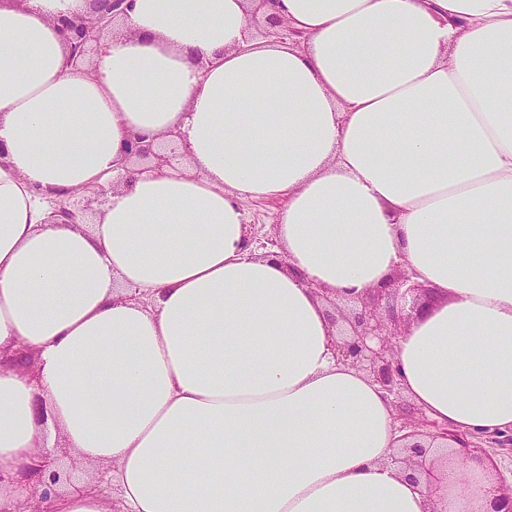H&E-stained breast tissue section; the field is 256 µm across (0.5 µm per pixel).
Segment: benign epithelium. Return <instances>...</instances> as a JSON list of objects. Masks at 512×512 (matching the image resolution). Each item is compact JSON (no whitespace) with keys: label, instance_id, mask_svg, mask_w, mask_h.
I'll return each mask as SVG.
<instances>
[{"label":"benign epithelium","instance_id":"7a95c632","mask_svg":"<svg viewBox=\"0 0 512 512\" xmlns=\"http://www.w3.org/2000/svg\"><path fill=\"white\" fill-rule=\"evenodd\" d=\"M92 12L86 16H70L58 19L57 25L62 39L68 49V61L75 68L87 65L89 54L98 51L103 43L112 39L116 23L127 17L132 7V0H90ZM272 0H255V6L250 11L249 26L265 37H278L288 33L297 44L305 41L300 34L289 30L280 19L270 17L261 22L259 12L261 7ZM167 143L161 145L157 139L143 133H134L128 139L127 158L135 163L146 164L155 169L167 167L178 171V158L185 157L188 144L182 139L179 131L173 129L166 134ZM85 197L90 202L83 204L79 201H48L51 210L50 218L60 224H86L91 215V203L99 205L106 201L107 190L98 186L87 190ZM408 281L406 274H400L393 279L390 287L381 288L371 296L360 300L361 307L348 311L341 308L338 302L328 300L335 309V321H342L349 326L347 338L340 345L342 357L365 371L388 394L399 398L398 372L394 364V339L398 329L406 322V318L396 311L398 299H406L412 289L405 287ZM399 429L406 431L404 437L412 438L428 435L432 438H443L459 443L465 450L480 447L486 443L490 447H512V435L503 438L478 439L467 438L461 434L441 428L428 420L425 415L414 407L399 405ZM407 455L397 452L393 461L419 471L426 467L425 450L422 445L413 443L406 447ZM36 470L48 473V477L40 478L29 492V499L39 497L47 499L54 487L60 482L59 472L49 470V464L40 461Z\"/></svg>","mask_w":512,"mask_h":512}]
</instances>
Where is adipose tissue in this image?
Masks as SVG:
<instances>
[{"label":"adipose tissue","mask_w":512,"mask_h":512,"mask_svg":"<svg viewBox=\"0 0 512 512\" xmlns=\"http://www.w3.org/2000/svg\"><path fill=\"white\" fill-rule=\"evenodd\" d=\"M0 0V512L62 438L115 464L121 512H489L495 462L391 463L392 396L338 354L326 297L406 270L430 301L402 394L450 430L512 432V0H133L94 75L56 20ZM179 129L180 171L126 161ZM114 189L91 224L46 198ZM246 199H276L278 257ZM140 288L148 304L128 300ZM88 479L52 512H112ZM271 0H256L252 1V3H255L257 5L253 6V9L250 11V15L248 18V23L251 28H255V30L258 31V33L262 37H279L280 35H283V32H288V38H292L295 44H301L304 43L305 38H303L300 34L295 33L288 29L284 22L280 19L272 17H266V24H262L260 18H259V12L261 10V7L267 3H270ZM268 20V21H267Z\"/></svg>","instance_id":"obj_1"}]
</instances>
